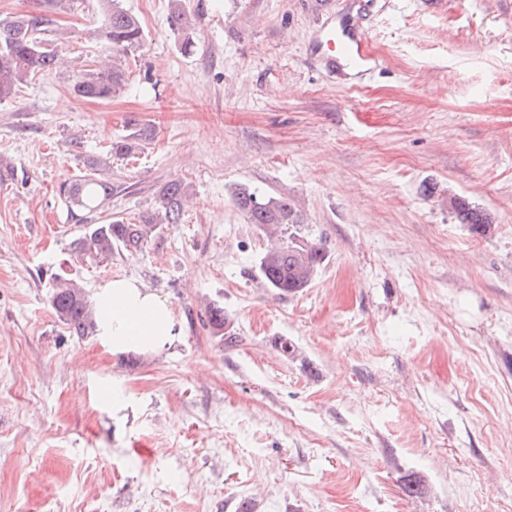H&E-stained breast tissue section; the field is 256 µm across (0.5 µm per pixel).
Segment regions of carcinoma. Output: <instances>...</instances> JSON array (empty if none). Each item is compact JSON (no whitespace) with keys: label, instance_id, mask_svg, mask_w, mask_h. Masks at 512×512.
<instances>
[{"label":"carcinoma","instance_id":"1","mask_svg":"<svg viewBox=\"0 0 512 512\" xmlns=\"http://www.w3.org/2000/svg\"><path fill=\"white\" fill-rule=\"evenodd\" d=\"M68 0H37L31 10L17 12L0 20V101L16 94L38 75L56 69L58 24L55 14L67 8ZM98 25L91 38L112 54V65L83 64L74 71L72 91L81 99L110 101L125 83L122 58L139 51L145 41L138 18L122 5V0H99ZM168 24L172 33L182 38L181 48L189 52L190 17L182 0H170ZM151 130L136 122L129 133L111 142L105 153L84 161L85 172L64 190L70 209L80 212V221L104 207L112 197V160L125 159L150 140ZM187 188L178 180L167 182L154 211L135 222L124 219L104 224H89L72 242L71 251L82 261H104L119 252L140 251L148 237L162 224H180L182 202ZM233 202L250 224H259L272 233L288 234V241L268 248L260 258L259 270L265 284L280 296H294L310 286L324 263L326 253L317 242L296 244L303 217L296 204L285 196L263 194L240 185L233 192ZM459 223L473 235L484 236L491 227L490 217L465 199L450 197ZM50 304L58 320L70 335L81 339L96 335L97 310L81 284L72 278L57 277L50 293Z\"/></svg>","mask_w":512,"mask_h":512}]
</instances>
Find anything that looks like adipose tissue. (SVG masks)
Listing matches in <instances>:
<instances>
[{
    "label": "adipose tissue",
    "mask_w": 512,
    "mask_h": 512,
    "mask_svg": "<svg viewBox=\"0 0 512 512\" xmlns=\"http://www.w3.org/2000/svg\"><path fill=\"white\" fill-rule=\"evenodd\" d=\"M98 333L113 351L157 354L180 331L169 302L133 277L112 278L98 287Z\"/></svg>",
    "instance_id": "ef3b65f1"
}]
</instances>
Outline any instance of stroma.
Here are the masks:
<instances>
[{
  "label": "stroma",
  "mask_w": 512,
  "mask_h": 512,
  "mask_svg": "<svg viewBox=\"0 0 512 512\" xmlns=\"http://www.w3.org/2000/svg\"><path fill=\"white\" fill-rule=\"evenodd\" d=\"M123 5L145 43L111 101L63 67L0 102V512H512V0H183L188 53L169 0ZM360 9L375 67L330 72L327 35ZM97 11L58 15L63 55L103 58ZM133 118L153 139L93 220L178 180L183 221L78 261L62 188ZM241 184L295 199L322 243L302 293L265 287ZM57 274L92 298L142 279L180 334L156 355L71 336ZM168 24L172 33L182 38L181 48L185 52H190L193 42L189 35L190 17L186 13L181 0H170V11ZM450 204L459 223L464 224L471 234L484 236L490 231L492 221L486 213L472 207L465 199L456 195L450 197Z\"/></svg>",
  "instance_id": "1"
}]
</instances>
